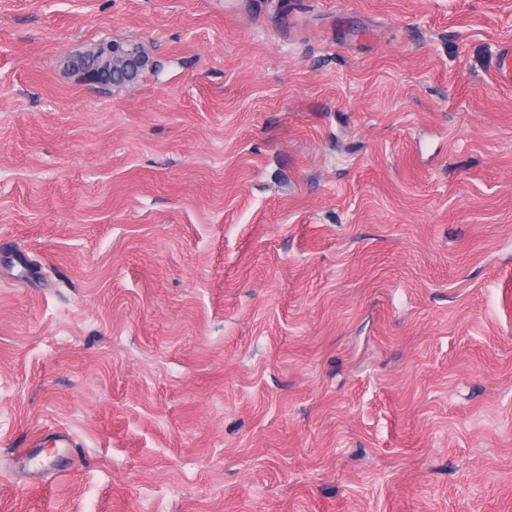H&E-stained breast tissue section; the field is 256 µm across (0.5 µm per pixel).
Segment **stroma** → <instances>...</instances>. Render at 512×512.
I'll return each instance as SVG.
<instances>
[{"label":"stroma","mask_w":512,"mask_h":512,"mask_svg":"<svg viewBox=\"0 0 512 512\" xmlns=\"http://www.w3.org/2000/svg\"><path fill=\"white\" fill-rule=\"evenodd\" d=\"M139 43L132 86L69 57ZM512 0H0V512H512Z\"/></svg>","instance_id":"1"}]
</instances>
